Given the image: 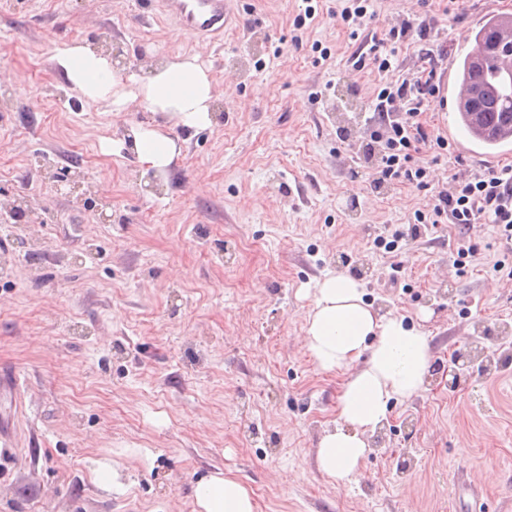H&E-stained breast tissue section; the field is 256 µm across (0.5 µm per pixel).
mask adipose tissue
<instances>
[{"label": "adipose tissue", "mask_w": 512, "mask_h": 512, "mask_svg": "<svg viewBox=\"0 0 512 512\" xmlns=\"http://www.w3.org/2000/svg\"><path fill=\"white\" fill-rule=\"evenodd\" d=\"M68 82L84 97L110 100L115 110L139 102L160 124L131 127L130 149L142 165L163 169L180 153L170 129L210 126L213 83L196 57L149 63L141 71H119L108 56L87 44L58 54ZM306 346L316 366L345 376L334 428L317 448L318 468L338 485L352 482L368 455L369 437L386 420L391 402L418 396L430 367L424 333L403 318L380 313L363 299L360 283L337 274L320 283L307 317ZM194 512H255L248 490L217 473L196 481Z\"/></svg>", "instance_id": "1"}]
</instances>
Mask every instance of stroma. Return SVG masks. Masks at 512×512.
Instances as JSON below:
<instances>
[{
  "instance_id": "1",
  "label": "stroma",
  "mask_w": 512,
  "mask_h": 512,
  "mask_svg": "<svg viewBox=\"0 0 512 512\" xmlns=\"http://www.w3.org/2000/svg\"><path fill=\"white\" fill-rule=\"evenodd\" d=\"M234 6L248 40L228 27L210 43L145 0H0V203L32 210L22 224L0 215V373L21 379L0 394L17 420L0 444V512H192V483L218 472L255 512H460L465 487L512 512V278L493 270V227L477 225L463 271L449 224L374 245L428 210L458 163L512 165V149L455 161L423 148L426 189L375 190L360 161L379 84L417 67L390 25L432 17L455 58L512 0H377L363 34L390 56L385 73L353 70L356 42L329 16L338 0L300 30L301 0ZM102 31L132 58L197 55L213 82L212 125L184 133L160 175L123 145L150 112L87 100L56 59ZM339 273L424 333L433 364L344 486L316 464L344 376L305 345L316 290ZM100 460L122 492L95 482Z\"/></svg>"
}]
</instances>
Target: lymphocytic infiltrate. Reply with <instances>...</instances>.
Instances as JSON below:
<instances>
[{
	"mask_svg": "<svg viewBox=\"0 0 512 512\" xmlns=\"http://www.w3.org/2000/svg\"><path fill=\"white\" fill-rule=\"evenodd\" d=\"M390 41L410 45L421 63L419 75L381 87L371 101V114L365 119L369 133L365 161L375 171L373 185L381 189L394 182L426 187L427 169L415 164L414 153L433 142L445 148L443 137H436L420 122L440 94L439 68L448 51L439 42L431 24L404 19L387 32ZM416 223L408 231H396L394 240L420 237L422 226L453 224L459 229L457 265H465L476 253L470 239L474 225H493L498 242L512 245V165L491 168L469 175L457 173L452 184L440 188L430 212H417Z\"/></svg>",
	"mask_w": 512,
	"mask_h": 512,
	"instance_id": "f902f5d3",
	"label": "lymphocytic infiltrate"
}]
</instances>
